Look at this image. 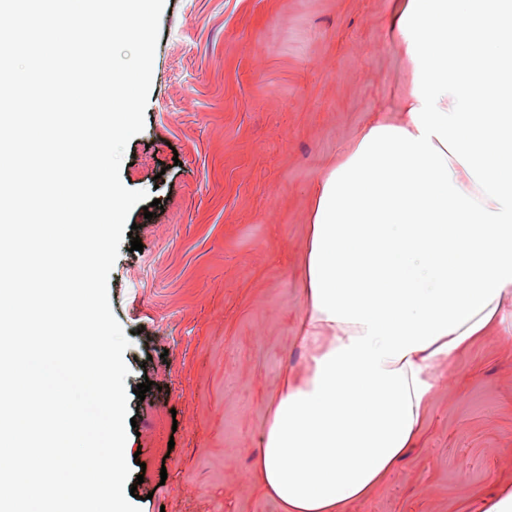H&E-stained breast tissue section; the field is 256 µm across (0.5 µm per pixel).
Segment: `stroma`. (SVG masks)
Masks as SVG:
<instances>
[{
    "mask_svg": "<svg viewBox=\"0 0 512 512\" xmlns=\"http://www.w3.org/2000/svg\"><path fill=\"white\" fill-rule=\"evenodd\" d=\"M393 7L165 0L144 129L120 167L160 205L149 220L131 210L143 248L122 240L108 281L130 334L127 483L141 512H279L253 470L268 400L305 370L295 328L312 193L406 88ZM436 374L424 435L349 512H479L512 489V332Z\"/></svg>",
    "mask_w": 512,
    "mask_h": 512,
    "instance_id": "1",
    "label": "stroma"
}]
</instances>
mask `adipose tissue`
I'll return each mask as SVG.
<instances>
[{"label":"adipose tissue","mask_w":512,"mask_h":512,"mask_svg":"<svg viewBox=\"0 0 512 512\" xmlns=\"http://www.w3.org/2000/svg\"><path fill=\"white\" fill-rule=\"evenodd\" d=\"M400 120L371 112L315 189L296 342L253 473L280 512H348L422 433L451 363L512 317V0H397Z\"/></svg>","instance_id":"adipose-tissue-1"}]
</instances>
